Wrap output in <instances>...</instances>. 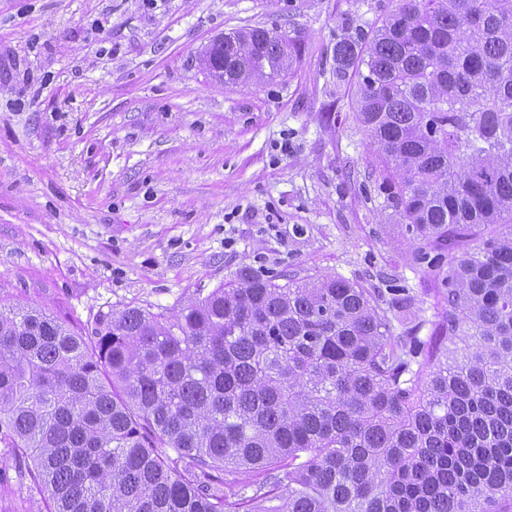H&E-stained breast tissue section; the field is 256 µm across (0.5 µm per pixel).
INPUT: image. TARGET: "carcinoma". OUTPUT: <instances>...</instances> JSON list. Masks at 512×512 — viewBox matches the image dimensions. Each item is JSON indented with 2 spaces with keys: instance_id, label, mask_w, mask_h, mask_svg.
Listing matches in <instances>:
<instances>
[{
  "instance_id": "obj_1",
  "label": "carcinoma",
  "mask_w": 512,
  "mask_h": 512,
  "mask_svg": "<svg viewBox=\"0 0 512 512\" xmlns=\"http://www.w3.org/2000/svg\"><path fill=\"white\" fill-rule=\"evenodd\" d=\"M291 48L246 29L224 42V70L274 81ZM351 68L378 190L453 353L394 334L376 293L341 276L280 284L243 266L173 316L128 306L88 336L0 299V444L39 512L512 499V0H398L365 47L336 44V77Z\"/></svg>"
}]
</instances>
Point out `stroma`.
Listing matches in <instances>:
<instances>
[{"mask_svg":"<svg viewBox=\"0 0 512 512\" xmlns=\"http://www.w3.org/2000/svg\"><path fill=\"white\" fill-rule=\"evenodd\" d=\"M397 0H0V297L81 332L172 314L241 266L405 289L395 333L432 336L437 298L376 199L336 44ZM254 27L296 44L287 74L226 84L200 62ZM0 447V512H36Z\"/></svg>","mask_w":512,"mask_h":512,"instance_id":"1","label":"stroma"}]
</instances>
